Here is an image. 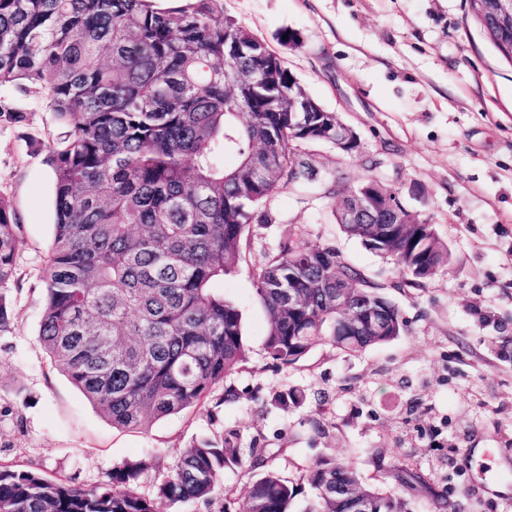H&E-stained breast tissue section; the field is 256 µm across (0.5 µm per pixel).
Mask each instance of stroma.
Returning a JSON list of instances; mask_svg holds the SVG:
<instances>
[{
  "instance_id": "stroma-1",
  "label": "stroma",
  "mask_w": 512,
  "mask_h": 512,
  "mask_svg": "<svg viewBox=\"0 0 512 512\" xmlns=\"http://www.w3.org/2000/svg\"><path fill=\"white\" fill-rule=\"evenodd\" d=\"M217 7L276 51L306 91L354 129L361 149L343 156L310 145L318 183L267 202L269 223L253 225L240 271L222 284L242 310L249 348L230 378L239 399L223 403L219 386L203 405L148 430H119L52 365L39 340L55 221L40 142L64 130L37 86L0 87V193L21 224L7 285L12 330L0 337V461L83 486L143 461L137 487L149 493L183 450L237 429L243 444L256 437L274 450V465L288 475L332 448L385 487L395 485L387 469L405 464L457 512H512V62L472 18L468 0H217ZM286 29L298 34V46H280ZM10 112L24 121L7 120ZM367 178L434 224L452 251L449 269L397 289L393 264L340 230L328 188ZM286 224L303 225L312 243L335 247L386 285L406 333L356 353L320 345L293 367L273 366L252 273L276 251ZM292 387L309 391L302 406L270 405L273 393ZM315 415L323 431L306 427ZM477 448L492 454L496 482L479 479Z\"/></svg>"
}]
</instances>
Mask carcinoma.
<instances>
[{
  "label": "carcinoma",
  "mask_w": 512,
  "mask_h": 512,
  "mask_svg": "<svg viewBox=\"0 0 512 512\" xmlns=\"http://www.w3.org/2000/svg\"><path fill=\"white\" fill-rule=\"evenodd\" d=\"M217 0L177 10L155 0H0V86H39L64 138L42 143L55 196V232L44 268L39 338L53 365L119 429L203 403L247 360L238 305L215 284L238 272L261 205L318 179L304 147L334 143L336 113L288 111L293 77L248 31L224 20ZM472 15L512 61V28L500 0H470ZM231 153V167L217 164ZM342 224L417 287L451 265L434 225L405 213ZM21 225L0 194V286L14 276ZM296 298L288 302V273ZM268 331L267 358L291 366L316 346L362 352L400 337L398 307L336 249L312 245L286 224L254 273ZM0 291V333L11 330ZM303 391L275 397L299 407ZM240 433L205 439L178 456L150 494L143 466L112 470L104 485L0 464V512H158L157 503H211L219 512H412L406 493L424 476L392 469L401 491L363 479L354 463L320 454L298 476L281 474L269 449L239 447ZM249 478L236 497L224 472Z\"/></svg>",
  "instance_id": "1"
}]
</instances>
